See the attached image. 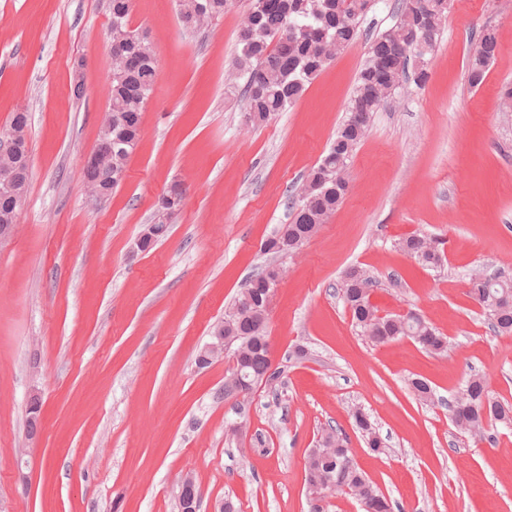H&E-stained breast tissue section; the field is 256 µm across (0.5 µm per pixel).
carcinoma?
<instances>
[{
    "instance_id": "cac0c4a2",
    "label": "carcinoma",
    "mask_w": 512,
    "mask_h": 512,
    "mask_svg": "<svg viewBox=\"0 0 512 512\" xmlns=\"http://www.w3.org/2000/svg\"><path fill=\"white\" fill-rule=\"evenodd\" d=\"M112 38L126 37L120 52L112 55L110 104L112 124L101 126L99 137L114 140L112 154L85 171L89 190L107 194L118 188V173L127 163L141 133L145 103L153 93L157 54L149 35L131 28V0H111ZM183 17L193 28L208 26L232 5L230 0H177ZM372 0H270V6L254 8V0L239 28L249 37L238 40L235 79L242 86L252 127L300 99L325 67L356 39ZM448 10L440 0H402L397 23L370 43L358 71L346 115L336 130L326 154L311 168L292 203L293 218L280 225L263 243V251L275 256L296 253L336 212L349 191L348 169L354 152L369 131L371 117L404 82L423 85L428 77L427 56L437 47ZM500 50L494 29L480 31L467 60L468 82L481 86ZM10 133L28 135V115H13L0 137ZM10 168L16 180L27 185L30 166L8 152H0V169ZM399 247L420 265L437 267L443 262L440 242L424 234L409 236ZM275 286L271 273L262 271L239 293L228 309L224 325V350L238 355V366L226 381L238 377L254 389L268 383L267 318L261 315ZM375 280L357 267L346 271L340 283L341 298L352 321L373 345L383 346L410 337L433 355L448 350V341L424 319L400 314L379 315L371 300ZM469 294L498 333H512V280L475 274L469 279ZM451 420L461 432L474 438H490L488 427L512 425V405L492 397L482 375H470L449 405ZM355 428L372 451L382 448L369 417L359 407L352 409ZM305 474L307 490L327 488L328 495L347 494L364 512H393L392 502L357 467L349 455L347 437L331 426L310 449Z\"/></svg>"
}]
</instances>
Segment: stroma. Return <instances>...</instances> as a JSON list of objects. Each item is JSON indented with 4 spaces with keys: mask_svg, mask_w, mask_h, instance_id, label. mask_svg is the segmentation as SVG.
<instances>
[{
    "mask_svg": "<svg viewBox=\"0 0 512 512\" xmlns=\"http://www.w3.org/2000/svg\"><path fill=\"white\" fill-rule=\"evenodd\" d=\"M399 2L376 0L362 37L250 129L227 81L249 0L198 31L182 26L175 0H133L132 27L157 45V78L123 180L99 199L84 169L109 104L110 0H0V129L28 112L31 154L15 233L0 247V512H178L189 471L199 512L228 499L239 512H311L304 463L330 423L394 512H512V428L475 440L447 408L474 372L512 403V334L491 330L468 285L475 272L512 279V112L498 99L512 82V0H451L427 82L375 112L340 208L296 254L261 249L290 222L289 197L344 116L367 38L396 23ZM485 26L501 49L475 90L467 57ZM176 180L185 194L167 236L135 254ZM415 232L445 240L443 265L398 249ZM271 262L282 383L228 397L227 360L196 359ZM354 266L376 278L381 313L417 311L447 352L362 336L338 291ZM415 378L432 401L414 395ZM356 406L381 451L354 428Z\"/></svg>",
    "mask_w": 512,
    "mask_h": 512,
    "instance_id": "35a3bbf8",
    "label": "stroma"
}]
</instances>
